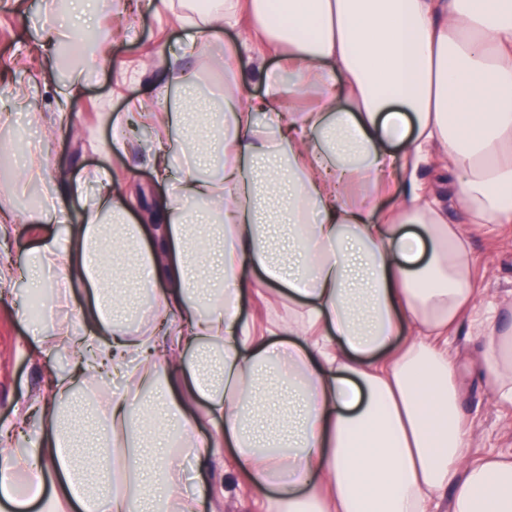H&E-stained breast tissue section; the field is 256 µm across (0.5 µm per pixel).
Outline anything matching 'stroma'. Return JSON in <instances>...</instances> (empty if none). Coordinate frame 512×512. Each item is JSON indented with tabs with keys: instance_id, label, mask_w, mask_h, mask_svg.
<instances>
[{
	"instance_id": "obj_1",
	"label": "stroma",
	"mask_w": 512,
	"mask_h": 512,
	"mask_svg": "<svg viewBox=\"0 0 512 512\" xmlns=\"http://www.w3.org/2000/svg\"><path fill=\"white\" fill-rule=\"evenodd\" d=\"M118 17L123 29L109 37L110 23ZM250 25L246 18L239 27L201 38L186 57V29L175 25L170 11L156 10L153 0H141L138 10L121 17L110 0H98L86 22L60 13L52 0H0V133L25 126L32 139L30 155L50 167L58 186L75 177L84 180L85 195L71 208L72 222H79L96 202L101 170L135 197L168 196L172 185L157 179L152 160L154 146L165 134L159 118L162 103L177 100L179 74L190 76L194 96L207 105L223 99L224 77L241 60L262 62L281 83L292 80L285 62L247 40ZM70 26L101 37L77 78L57 73L56 45L45 38L49 29ZM133 102L153 120L147 129L128 130L124 150H112V128ZM25 193L18 184L0 183V211L14 219L7 233L0 234V268L5 270L22 266L30 250L65 233L59 224L27 222L17 205ZM440 201L449 223L464 225L470 238L478 286L474 316H483L494 303L499 319L511 320L512 223L473 226L451 193ZM26 304L18 281L0 286V427L22 418L33 438L40 423L29 418L28 406L32 397L45 393L48 372L60 371L64 357L58 338L79 331V311L88 304V292L73 286L68 302L55 304L43 327L45 345L37 353L29 345ZM287 314V299L274 297L264 282H256L243 298L241 318L256 327ZM448 347L462 362L463 413L475 448L512 455V409L498 405L486 385L479 367L481 341L470 321L449 331ZM182 468L186 489L203 492L200 512H266L264 494L237 477L228 452L206 465L185 458Z\"/></svg>"
}]
</instances>
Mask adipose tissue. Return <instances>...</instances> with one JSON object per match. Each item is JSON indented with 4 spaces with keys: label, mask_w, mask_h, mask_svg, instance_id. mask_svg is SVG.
<instances>
[{
    "label": "adipose tissue",
    "mask_w": 512,
    "mask_h": 512,
    "mask_svg": "<svg viewBox=\"0 0 512 512\" xmlns=\"http://www.w3.org/2000/svg\"><path fill=\"white\" fill-rule=\"evenodd\" d=\"M195 12L177 20L199 36L250 16V39L294 81L255 104L225 93L214 174L211 149L182 140L191 114L166 113L156 170L177 152L187 162L149 223L108 176L82 223L65 198L34 214L68 233L35 249L27 282L46 287L49 267L93 297L91 331L70 342L79 376L136 389L102 408V451L83 469L74 389L37 397L27 451L0 433V495L24 506L22 472L41 512H196L176 459L224 446L268 512H427L447 490L451 512H512V459L473 456L448 350L476 301L469 240L418 178L429 153L446 154L469 222H512V0H212ZM313 85L321 110L282 121L278 96ZM399 172L410 189L376 223ZM110 250L138 256L150 328L132 330L106 288ZM257 275L297 306L260 332L239 317ZM479 329L488 383L512 406V325L491 308ZM279 331L294 344L273 343ZM203 421L216 431L205 442Z\"/></svg>",
    "instance_id": "adipose-tissue-1"
}]
</instances>
